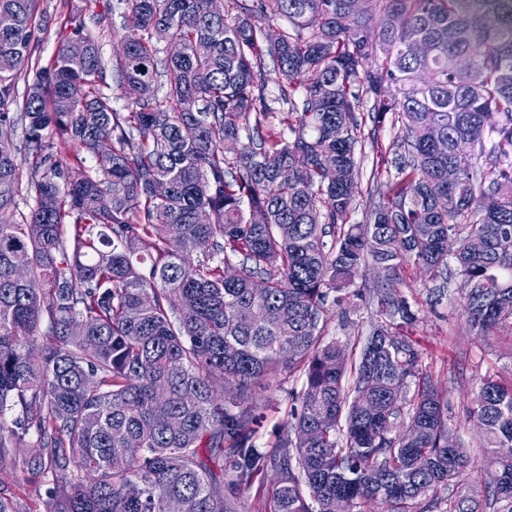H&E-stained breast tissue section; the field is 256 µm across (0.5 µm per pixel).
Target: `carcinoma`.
<instances>
[{
	"label": "carcinoma",
	"instance_id": "carcinoma-1",
	"mask_svg": "<svg viewBox=\"0 0 512 512\" xmlns=\"http://www.w3.org/2000/svg\"><path fill=\"white\" fill-rule=\"evenodd\" d=\"M36 2L0 0V127L15 125ZM123 2L109 58L106 15H59L20 113L35 168L18 222L17 147L0 137V469L50 485L45 512H239L253 490L257 512H336L338 499L435 512L452 484L448 512H512V455L499 454L512 379L483 378L471 410L496 459L480 502L460 483L475 463L448 444V406L399 332L417 316L396 289L407 265L446 279L451 257L476 335L512 327V0ZM489 16L497 25L473 38ZM415 39L432 55L409 56ZM461 56L473 68L457 69ZM388 119L398 136L383 151ZM368 121L377 157L360 224ZM73 147L74 161L58 158ZM370 263L385 269L374 297L390 321L352 358L325 327L362 297ZM285 369L304 383L263 451L257 389ZM0 512L33 510L0 488Z\"/></svg>",
	"mask_w": 512,
	"mask_h": 512
}]
</instances>
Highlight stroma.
<instances>
[{"instance_id":"35a3bbf8","label":"stroma","mask_w":512,"mask_h":512,"mask_svg":"<svg viewBox=\"0 0 512 512\" xmlns=\"http://www.w3.org/2000/svg\"><path fill=\"white\" fill-rule=\"evenodd\" d=\"M400 290L412 302L417 320L404 332L417 344L422 353V366L433 377L435 385L448 401V430L457 442L469 448L477 466L487 461L480 448L481 432L469 418L474 395L485 374L502 378L512 376V331L503 330L488 338L475 335L460 307L459 278H451L439 302L428 299L432 283L413 266L401 274ZM384 279L377 269H366L358 283L365 298L346 318H333L326 334L340 342L354 344L364 341L376 321L373 291ZM303 385L300 374H290L282 386L262 391L264 421L256 436L257 446L269 449L277 432L288 419L291 395Z\"/></svg>"}]
</instances>
